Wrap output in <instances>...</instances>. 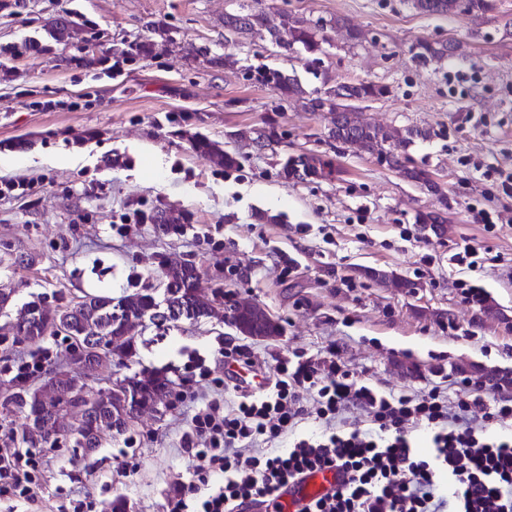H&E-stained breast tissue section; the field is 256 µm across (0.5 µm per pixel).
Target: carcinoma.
<instances>
[{
	"instance_id": "1",
	"label": "carcinoma",
	"mask_w": 512,
	"mask_h": 512,
	"mask_svg": "<svg viewBox=\"0 0 512 512\" xmlns=\"http://www.w3.org/2000/svg\"><path fill=\"white\" fill-rule=\"evenodd\" d=\"M413 7L429 16L468 14L483 17L495 10V0H413ZM224 26L233 35L276 42L304 62L306 72L314 80L321 81V87L308 92L296 72L266 65L247 71V80L275 89L283 100L301 98L311 112L334 113L326 141L336 149L355 145L369 155H382L393 148L397 149V153L393 154V168L404 179L425 187L437 196L443 207H448V196L427 171L416 166L408 168L402 162L408 156V148L417 141L431 139L433 131L415 126L401 132L386 130L367 120L355 123L349 119L346 111L349 104L345 99L356 102L377 100L390 93L389 87L366 80L329 87L327 81L321 78L319 55L327 42L324 25L285 13L275 20L263 10H249L233 14L232 18L224 21ZM457 49L458 44L454 41L420 39L411 51L413 59L425 65L441 61L453 55ZM195 148L200 152L222 156V162L228 168L237 164L233 154L219 149L218 145L206 139L197 140ZM334 173L333 161L316 151L286 157L280 167V174L285 179L297 176L328 179ZM162 278L168 285L169 315L166 320L169 323L180 319H208L215 309L221 308L224 321L244 336H271L276 333L274 329L263 331L242 316L232 292H206L200 285L199 272L191 264H166ZM152 307V292L148 288L126 295L115 304L110 296L88 294L79 303L60 306L54 311L46 309L42 300L34 299L17 313L11 330L17 341L36 344L48 336L59 335L57 323L60 322L70 329V333L64 335L68 341L70 362L93 367L114 358L122 362L133 358L136 353L133 337L128 336L115 345L112 344V337L129 321L152 317ZM122 383L117 392L111 388L90 391L68 372L58 370L44 383V386L59 391L58 396L49 400L41 389L22 382L0 401V408L25 415L26 423L21 429L19 441L26 448H36L51 437L56 440L62 437L70 440L74 447L86 448L92 453L100 447L104 433H124L126 420L145 408L156 409L166 404L171 393V381L151 372L136 373L124 378ZM77 406L87 408L84 419L78 424L70 417L71 408Z\"/></svg>"
}]
</instances>
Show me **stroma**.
<instances>
[{
	"mask_svg": "<svg viewBox=\"0 0 512 512\" xmlns=\"http://www.w3.org/2000/svg\"><path fill=\"white\" fill-rule=\"evenodd\" d=\"M496 4L476 19L424 15L411 0H0V180L30 186L0 199V288L13 294L0 310V360L33 352L5 329L26 302L55 308L99 286L117 301L159 287L165 258L194 263L204 289L250 299L282 327L250 337L214 319L146 322L131 331L133 363L92 368L69 364L63 339L47 337L58 353L50 369L79 383L107 388L146 370L172 380L174 392L161 413L142 410L92 455L62 439L46 444L53 512H69L89 476L105 506L120 500L126 512H163L171 484L193 469L180 449L188 423L177 399L198 377L192 353L220 379L221 350H240L266 370L333 339L359 379L385 390H425L439 369L478 383L490 375L512 389V196L490 176L512 172V34L504 29L512 0ZM244 7L311 21L340 16L362 31L353 45L345 30H327L321 69L333 83L389 86L363 119L433 129L410 155L448 195L439 231L415 222L438 208L435 195L358 148H330L333 113L307 111L245 79L249 68L290 61L269 41L228 33L225 15ZM62 16L74 32L58 42L50 26ZM421 39L460 48L422 65L410 53ZM150 40L149 56L121 53ZM271 117L284 138L257 149L248 134ZM197 137L235 153L238 165L194 150ZM309 150L332 157V178L281 177L282 156ZM482 208L496 214L495 232L477 220ZM166 212L184 216L182 230H158ZM466 241L481 246V263L450 265ZM21 255L34 265L18 264ZM373 270L407 285L385 287ZM460 279L482 286L486 303L464 304ZM128 462L136 471H125Z\"/></svg>",
	"mask_w": 512,
	"mask_h": 512,
	"instance_id": "obj_1",
	"label": "stroma"
}]
</instances>
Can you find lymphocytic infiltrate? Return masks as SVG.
<instances>
[{
	"instance_id": "lymphocytic-infiltrate-1",
	"label": "lymphocytic infiltrate",
	"mask_w": 512,
	"mask_h": 512,
	"mask_svg": "<svg viewBox=\"0 0 512 512\" xmlns=\"http://www.w3.org/2000/svg\"><path fill=\"white\" fill-rule=\"evenodd\" d=\"M213 389L201 370L180 440L195 465L175 481L165 512H249L324 468L338 469L340 482L300 512H512L511 393L488 404L466 378L386 392L358 379L333 342L316 357L279 358L236 403ZM308 420L317 431L296 437ZM287 435L290 446L275 447ZM14 441L13 430L0 431V498L44 512L49 501L33 482L49 458Z\"/></svg>"
}]
</instances>
